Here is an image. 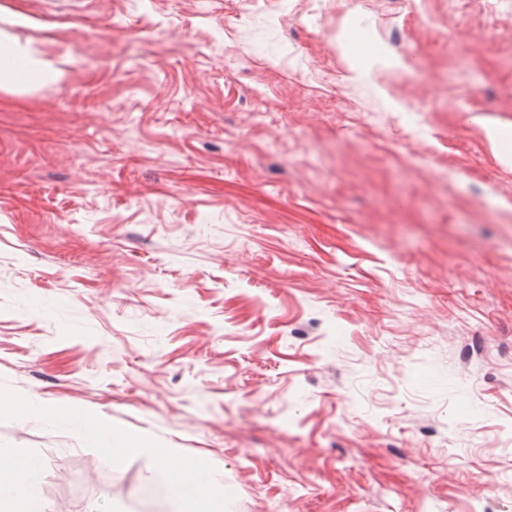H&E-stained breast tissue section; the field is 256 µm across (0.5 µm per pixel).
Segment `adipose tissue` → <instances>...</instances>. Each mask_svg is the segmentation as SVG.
I'll return each instance as SVG.
<instances>
[{
	"label": "adipose tissue",
	"mask_w": 512,
	"mask_h": 512,
	"mask_svg": "<svg viewBox=\"0 0 512 512\" xmlns=\"http://www.w3.org/2000/svg\"><path fill=\"white\" fill-rule=\"evenodd\" d=\"M5 21L6 28L0 29V89L25 87L34 80L58 81L57 70L43 63L29 44L9 33V26L26 25V17L12 13ZM84 436L110 456L115 468H123L132 459L152 460L157 473L170 485L176 512H224L223 489L214 485L199 464L175 457L172 449L138 432L117 431L99 418L86 420ZM42 470L40 459L0 448V512H47L38 493Z\"/></svg>",
	"instance_id": "adipose-tissue-1"
}]
</instances>
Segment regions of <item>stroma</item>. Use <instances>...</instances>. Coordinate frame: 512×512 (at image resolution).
<instances>
[{
	"label": "stroma",
	"mask_w": 512,
	"mask_h": 512,
	"mask_svg": "<svg viewBox=\"0 0 512 512\" xmlns=\"http://www.w3.org/2000/svg\"><path fill=\"white\" fill-rule=\"evenodd\" d=\"M0 397L224 512H512V0H0ZM52 512L164 479L0 414ZM0 89L13 90L39 82H56L60 73L43 63L28 43H21L9 32L0 29ZM9 412L17 416H28L36 413L40 417L55 421L60 424H67L71 420V413L63 407L55 404L42 403L35 406L26 397H17L10 401L0 399V413ZM84 436L110 456L116 469L132 459L152 460L170 485L176 512H198L201 506L206 512L224 511V489L216 487L199 464L175 457L172 448H162L138 432L117 431L101 418L85 421Z\"/></svg>",
	"instance_id": "35a3bbf8"
}]
</instances>
